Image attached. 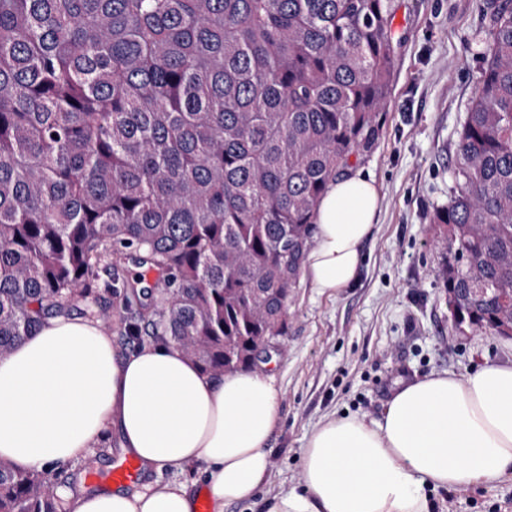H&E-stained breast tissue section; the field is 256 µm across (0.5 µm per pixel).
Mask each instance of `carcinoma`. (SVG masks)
<instances>
[{
	"instance_id": "obj_1",
	"label": "carcinoma",
	"mask_w": 512,
	"mask_h": 512,
	"mask_svg": "<svg viewBox=\"0 0 512 512\" xmlns=\"http://www.w3.org/2000/svg\"><path fill=\"white\" fill-rule=\"evenodd\" d=\"M392 20L393 0H0V358L103 268L122 339L252 368L320 198L380 138ZM480 55L433 215L459 330L512 310V0ZM61 476L0 459V512H66Z\"/></svg>"
}]
</instances>
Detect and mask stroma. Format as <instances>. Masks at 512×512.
<instances>
[{
	"instance_id": "obj_1",
	"label": "stroma",
	"mask_w": 512,
	"mask_h": 512,
	"mask_svg": "<svg viewBox=\"0 0 512 512\" xmlns=\"http://www.w3.org/2000/svg\"><path fill=\"white\" fill-rule=\"evenodd\" d=\"M489 0H394L395 58L384 128L376 148L352 162L372 174L377 222L355 281L334 295L300 277L288 300V331L264 364L280 393L267 446L270 478L224 512H263L300 488L302 454L319 423L342 414L379 419L399 384L437 372L457 376L484 359L512 361V339L455 329L448 290L436 272L447 252L432 222L447 204L458 131L482 67L475 44ZM124 451L116 431L94 456L69 464L70 490L108 473ZM435 512H512V481L432 493Z\"/></svg>"
}]
</instances>
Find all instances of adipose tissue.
Listing matches in <instances>:
<instances>
[{"label": "adipose tissue", "mask_w": 512, "mask_h": 512, "mask_svg": "<svg viewBox=\"0 0 512 512\" xmlns=\"http://www.w3.org/2000/svg\"><path fill=\"white\" fill-rule=\"evenodd\" d=\"M379 193L354 170L333 180L315 215L304 271L333 294L353 282ZM279 409L260 370L218 378L159 342L117 358L92 317H59L0 359V458L17 467L81 461L110 429L148 469L203 465L211 512L250 499L267 480ZM512 478V363L484 360L459 377L399 388L379 421L333 417L310 436L302 490L266 512H431V492ZM196 479L127 493L66 494L67 512H196Z\"/></svg>", "instance_id": "adipose-tissue-1"}]
</instances>
